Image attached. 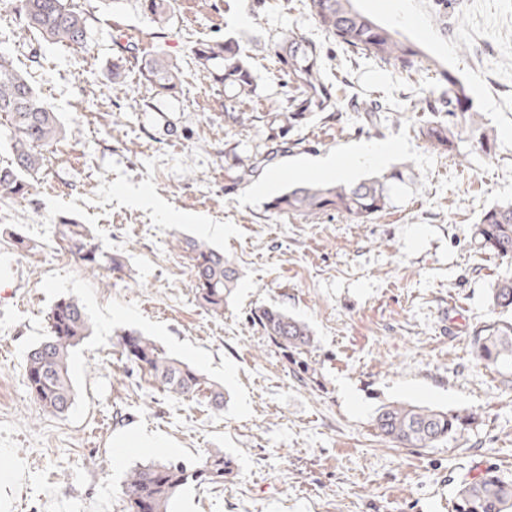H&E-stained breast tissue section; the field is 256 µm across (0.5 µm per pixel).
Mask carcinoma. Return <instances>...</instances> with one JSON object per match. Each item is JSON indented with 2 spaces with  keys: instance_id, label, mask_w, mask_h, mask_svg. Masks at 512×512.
Wrapping results in <instances>:
<instances>
[{
  "instance_id": "obj_1",
  "label": "carcinoma",
  "mask_w": 512,
  "mask_h": 512,
  "mask_svg": "<svg viewBox=\"0 0 512 512\" xmlns=\"http://www.w3.org/2000/svg\"><path fill=\"white\" fill-rule=\"evenodd\" d=\"M24 29L49 42L83 48L87 43V18L74 0H19ZM353 0H307L310 15L337 45L355 50L408 73L424 67L425 61L412 45L391 30L378 25L353 8ZM280 69L288 77L285 98L265 113V124L274 131L301 125L317 114L329 119L341 111L338 100L323 78V46L303 36L292 35L273 47ZM196 65L210 71L218 62L224 68L217 79L224 83V120L239 127L254 124L255 115L241 109L243 99L257 87L251 66L226 43H201L194 51ZM142 78L161 90H172L180 80L179 68L161 54L145 62ZM448 87L424 98V112L442 113L445 119L426 125L421 135L427 145L443 153L458 149L461 137L457 118L469 117V132L478 148L490 150L491 135L483 124L468 115L470 98L466 87L445 76ZM0 128L11 144L12 161L0 167V200L28 194V178L44 165L45 153L58 140L62 128L58 117L37 96L30 82L0 54ZM269 161L256 157L240 166L231 178L237 186L255 177ZM404 182V172L392 171L358 183H303L275 197L267 208L305 218L334 211L352 224H365L385 211L394 186ZM58 248L90 269L119 271L120 255L104 250L85 224L61 220L54 227ZM474 240L479 249L501 258H512V202L486 209L475 224ZM190 253L198 304L214 315H224V300L235 287L236 272L224 259V251L191 238L182 241ZM492 310L498 316L472 331L474 356L486 368L512 384V277L499 280L491 290ZM49 334L26 353L25 374L30 392L38 403L54 414L69 411L74 401L69 376L72 350L90 334L88 314L79 299L62 297L48 313ZM258 321L268 339L283 350L303 353L312 343L308 326L277 308H264ZM117 345L131 363L151 373L170 393L190 397L202 391L215 410L224 409V390L211 384L197 369L169 357L150 338L130 331L118 336ZM474 421L464 411H442L427 406L392 403L378 409L375 428L380 435L405 448H430L456 437ZM232 472V461L217 449L207 453L203 464L191 468L180 461L140 463L130 468L121 485L126 512H170L172 501L184 487L222 484ZM456 512H512V479L488 467L480 476L463 481L457 491Z\"/></svg>"
}]
</instances>
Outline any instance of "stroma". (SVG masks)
Listing matches in <instances>:
<instances>
[{
  "label": "stroma",
  "mask_w": 512,
  "mask_h": 512,
  "mask_svg": "<svg viewBox=\"0 0 512 512\" xmlns=\"http://www.w3.org/2000/svg\"><path fill=\"white\" fill-rule=\"evenodd\" d=\"M86 50L23 31L0 14V51L26 72L63 134L26 196L0 201V512H125L121 483L152 460L199 463L222 449L234 470L220 485H188L171 512H454L457 486L493 466L512 476V389L478 364L473 329L512 259L477 251L481 213L512 201V0H354L355 8L434 61L399 73L365 55L343 56L305 0H172L157 22L142 0H77ZM301 34L324 45L337 121L294 129L299 147L274 152L262 123L224 121V89L200 71L197 44L231 42L257 78L247 111L263 114L285 91L271 51ZM163 54L181 82L159 95L139 74ZM125 82L113 84V63ZM463 82L472 112L495 139L491 153L462 132L461 156L431 149L419 130L422 99L444 76ZM373 102L375 116L354 111ZM388 141L384 163L350 170L359 182L401 167L391 206L365 224L330 212L276 214L257 179L225 192L228 150L272 154L262 177L277 193L320 181L315 160ZM89 225L121 254L120 271H89L55 249L61 218ZM221 226L222 234L212 233ZM223 250L237 286L212 315L195 299L192 260L179 239ZM78 298L92 333L74 349V403L45 411L30 393L24 357L48 331L61 297ZM276 306L308 325L302 354L271 344L253 320ZM135 331L224 389V408L165 391L122 355ZM401 402L464 410L476 422L431 448L394 445L374 416ZM137 431L148 448L120 451Z\"/></svg>",
  "instance_id": "35a3bbf8"
}]
</instances>
